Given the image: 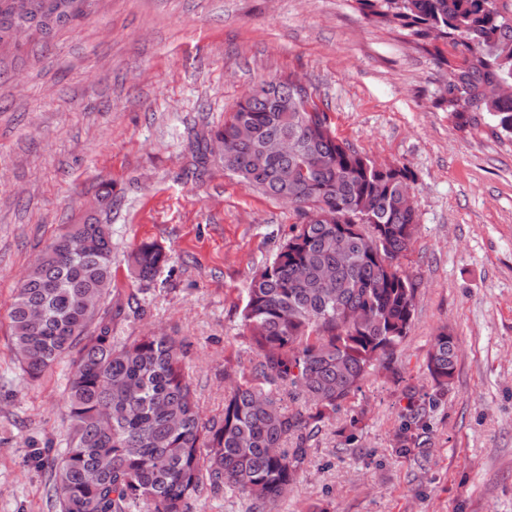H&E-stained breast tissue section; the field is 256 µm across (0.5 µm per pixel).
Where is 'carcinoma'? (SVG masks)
<instances>
[{
	"mask_svg": "<svg viewBox=\"0 0 512 512\" xmlns=\"http://www.w3.org/2000/svg\"><path fill=\"white\" fill-rule=\"evenodd\" d=\"M373 23L409 31L445 71L448 112L457 127L512 137V0H357ZM89 0H27L15 13L0 0V42L20 31L49 34L84 13ZM288 103L244 96L224 124L196 135L193 166L212 162L213 142L237 151L219 158L245 187L295 198L298 215L319 208L333 222L290 228L273 259L257 268L242 310V335L255 354L249 376L224 396L222 414L204 418L183 342L163 333L112 335L138 315L112 307V225L70 224L21 281L9 312L16 360L37 381L68 359L69 424L63 452L48 462L47 496L59 512H193L205 494L229 491L246 512H277L295 485L308 442L360 390L376 363L391 368L412 328L418 288L400 260L410 251L416 211L404 204L407 166L380 169L339 138L329 113L293 78L269 81ZM276 140L292 149L259 168L255 156ZM357 228L343 235L340 225ZM168 263L153 241L128 256L150 283ZM334 287L322 284V274ZM457 366L456 337L442 327L427 353L437 393ZM286 388L312 411L290 412ZM406 428L435 398L404 392ZM293 447L288 448V441Z\"/></svg>",
	"mask_w": 512,
	"mask_h": 512,
	"instance_id": "obj_1",
	"label": "carcinoma"
}]
</instances>
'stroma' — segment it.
<instances>
[{
	"label": "stroma",
	"mask_w": 512,
	"mask_h": 512,
	"mask_svg": "<svg viewBox=\"0 0 512 512\" xmlns=\"http://www.w3.org/2000/svg\"><path fill=\"white\" fill-rule=\"evenodd\" d=\"M288 76L341 138L410 170L418 224L402 267L419 302L395 372L376 369L326 421L278 512H512V138L491 135L490 116L458 130L434 59L356 0H93L50 38L0 49V512H54L30 452L62 449L67 367L31 381L8 310L61 228L96 213L99 183L112 185V298L145 308L119 335L184 340L208 417L225 374L248 373L246 288L298 217L222 167L190 173V151L248 88ZM144 240L170 257L151 283L126 264ZM443 325L454 380L403 456L404 390L430 391Z\"/></svg>",
	"instance_id": "stroma-1"
}]
</instances>
